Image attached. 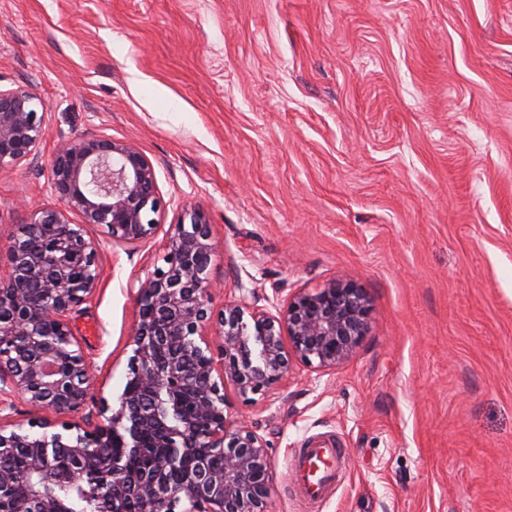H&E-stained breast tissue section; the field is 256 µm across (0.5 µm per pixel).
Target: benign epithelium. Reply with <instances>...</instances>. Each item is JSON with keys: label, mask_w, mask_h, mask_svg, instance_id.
Masks as SVG:
<instances>
[{"label": "benign epithelium", "mask_w": 512, "mask_h": 512, "mask_svg": "<svg viewBox=\"0 0 512 512\" xmlns=\"http://www.w3.org/2000/svg\"><path fill=\"white\" fill-rule=\"evenodd\" d=\"M44 103L23 88L0 89V169L40 159ZM59 205L36 209L16 225L0 258V456L22 455L0 469V512H16L18 492L36 512H63L39 486L87 475L108 495V512H267L272 471L264 439L226 414L225 382L243 398L279 384L293 361L323 370L349 361L368 331L364 292L334 280L289 294L276 312L237 301L211 310L215 252L205 214L184 209L163 229V203L151 160L135 144L105 137L60 141L50 162ZM79 216V221L71 215ZM97 226L115 244L136 248L164 232L163 264L134 292L127 391L111 406L90 392V365L71 329L72 311L98 287ZM30 418L15 421L16 396ZM124 457L84 462L94 448ZM67 449L62 464L52 449ZM191 448H215L222 463L197 456L177 487L171 476Z\"/></svg>", "instance_id": "obj_1"}]
</instances>
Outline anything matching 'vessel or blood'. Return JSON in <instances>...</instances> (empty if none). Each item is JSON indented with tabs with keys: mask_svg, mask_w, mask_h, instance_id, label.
Instances as JSON below:
<instances>
[{
	"mask_svg": "<svg viewBox=\"0 0 512 512\" xmlns=\"http://www.w3.org/2000/svg\"><path fill=\"white\" fill-rule=\"evenodd\" d=\"M348 451L341 442L323 440L295 449L289 463L292 490L318 512L329 493L346 475Z\"/></svg>",
	"mask_w": 512,
	"mask_h": 512,
	"instance_id": "obj_1",
	"label": "vessel or blood"
}]
</instances>
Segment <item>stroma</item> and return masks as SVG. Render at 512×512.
I'll return each mask as SVG.
<instances>
[{
	"mask_svg": "<svg viewBox=\"0 0 512 512\" xmlns=\"http://www.w3.org/2000/svg\"><path fill=\"white\" fill-rule=\"evenodd\" d=\"M45 105L41 168L0 170V250L59 141L152 161L165 206L217 249L213 310L336 280L369 329L344 365L294 363L225 395L261 435L269 512L292 449L333 435L350 470L322 512H512V0H0V87ZM102 276L72 330L110 405L130 376L131 251L88 227Z\"/></svg>",
	"mask_w": 512,
	"mask_h": 512,
	"instance_id": "obj_1",
	"label": "stroma"
}]
</instances>
